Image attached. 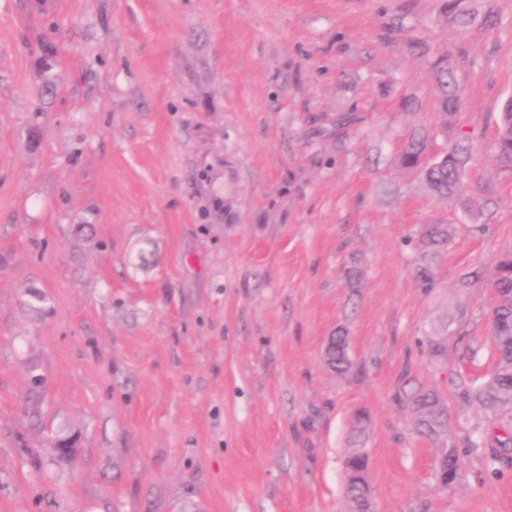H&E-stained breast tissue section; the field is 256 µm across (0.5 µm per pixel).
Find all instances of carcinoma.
<instances>
[{"instance_id": "cac0c4a2", "label": "carcinoma", "mask_w": 512, "mask_h": 512, "mask_svg": "<svg viewBox=\"0 0 512 512\" xmlns=\"http://www.w3.org/2000/svg\"><path fill=\"white\" fill-rule=\"evenodd\" d=\"M441 16L449 23L460 27L473 25L477 18L462 7V0H441ZM481 23L490 25L494 21L492 10H487ZM434 78L439 100L438 110L443 127H448V116L456 112L458 98L455 74L445 58L434 63ZM401 164L419 172L428 192L441 200H449L460 195L464 190V175L470 161L467 146L460 142L448 145L442 154L430 158L426 155L423 137H414L405 145ZM496 160L501 169L512 171V100L505 106L497 126ZM420 235L432 252L448 246L450 232L446 224H424ZM496 292V305L490 320V340L495 354L496 366L490 377L478 386L466 391L467 397L490 416H497L512 410V255L502 256L496 265V275L492 281ZM328 364L336 373H346L351 361L341 347L330 350ZM407 405L415 417L418 434L429 439L437 448L436 468L443 462L459 460L455 443L448 436V408L434 390L418 391L408 397ZM365 415L355 416L353 443L356 448L350 452L345 461L346 472L352 473L347 483L348 493L353 507H361L359 485L357 480L366 473L368 454L360 453Z\"/></svg>"}]
</instances>
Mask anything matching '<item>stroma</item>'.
I'll return each instance as SVG.
<instances>
[{
  "mask_svg": "<svg viewBox=\"0 0 512 512\" xmlns=\"http://www.w3.org/2000/svg\"><path fill=\"white\" fill-rule=\"evenodd\" d=\"M465 3L495 23L439 0H0V512H353L360 410L375 512H512V413L465 396L512 253V0ZM417 135L466 140L463 197L400 166ZM420 387L448 407V489ZM441 2V16L446 22L463 28L469 27L476 22L477 16L461 6L462 0H441ZM433 69L435 83L439 93L438 110L441 123L444 128H448V116L456 112L459 104L454 70L448 64L446 58L437 59ZM496 160L501 169L512 171V99L501 113L497 126ZM420 235L432 252H438L447 247L451 236L448 224H423ZM407 405L415 417L418 434L429 439L437 448L436 468L443 462L455 460L452 486L459 477L460 462L455 443L448 436V408L434 390L418 391L408 397ZM448 448V455L445 452ZM365 418V415L361 412L355 416L353 443L356 448H353L352 452H349L345 461L346 473L350 472L354 474V476L351 477V481L347 483L348 493L353 502L354 510L361 507L359 496L360 488L357 480L361 479V476L366 473L369 460L366 450L364 454L358 452L360 449L359 445H361L360 443L362 442L360 438L363 434V423Z\"/></svg>",
  "mask_w": 512,
  "mask_h": 512,
  "instance_id": "1",
  "label": "stroma"
}]
</instances>
